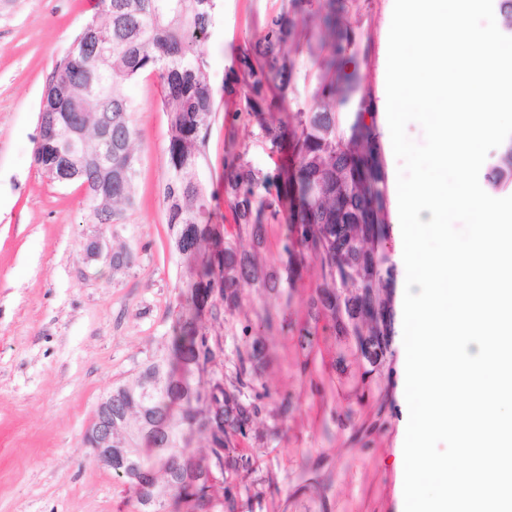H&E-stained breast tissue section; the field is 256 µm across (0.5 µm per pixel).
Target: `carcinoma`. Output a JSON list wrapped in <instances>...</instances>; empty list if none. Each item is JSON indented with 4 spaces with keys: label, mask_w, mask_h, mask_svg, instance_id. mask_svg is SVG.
<instances>
[{
    "label": "carcinoma",
    "mask_w": 512,
    "mask_h": 512,
    "mask_svg": "<svg viewBox=\"0 0 512 512\" xmlns=\"http://www.w3.org/2000/svg\"><path fill=\"white\" fill-rule=\"evenodd\" d=\"M219 0H100L106 22L93 16L88 23L98 28V39L79 41L69 59L62 58L47 77L43 95L55 113V126L39 138L36 161L54 178L53 171L66 152L65 136L58 132L86 130L95 133L107 120L112 151V171L133 162L126 177L112 180V222L134 202L138 156L136 129L131 120L134 102L128 85L149 71L163 80L162 104L169 114L168 176L163 186L167 224L176 249L192 254L197 239L212 234L211 213L201 181L206 165L210 125L215 97L208 79V62L201 49L213 28ZM502 33L512 36V0H493ZM315 27L311 32L318 47L328 48L310 112L297 113L293 131L282 126L260 125L261 135L278 158L274 175L263 174L246 153L231 150L224 155V195L235 223L251 224L255 240L260 225L278 220L283 207L290 218L289 241L320 261L334 288L319 296L320 304L338 312L336 331L359 336L350 322L351 312L373 301L372 288L390 289L395 278L388 241L391 227L386 221V173L383 149L377 134L372 100L360 98L350 137H344L336 117V101H348L354 92L352 75L343 71V53L352 44V33L339 25L336 12L310 11L301 20L284 9L268 16L261 31L235 58L234 78L223 92L240 100V111L254 116L273 109H288V87L294 78L291 53L300 49L298 23ZM341 178H336V171ZM485 185L498 193L512 185V138L499 149L495 164L484 176ZM276 187L271 196L270 187ZM367 244L359 255L344 251L350 233ZM250 276L248 258L232 251L202 263L199 281L187 306H198L218 289L234 297L235 271ZM385 340L374 344L378 365L361 375V384L378 373L392 355L394 317L380 330ZM216 352L195 320L179 315L167 352L147 361L134 376L112 386L113 407L123 411L127 425L140 437L134 440V461L142 477L161 479L173 498L193 499L196 512H210L206 483L192 492L174 478V469L185 444L184 432L215 424L211 434V467L220 472L237 468L238 459L226 455L231 436L245 434L258 414L255 393L249 401L243 389L253 375L252 356H240L236 381L226 385L213 381L210 397L197 391L196 374L207 370ZM159 377L152 395L136 399L129 387L144 378Z\"/></svg>",
    "instance_id": "obj_1"
}]
</instances>
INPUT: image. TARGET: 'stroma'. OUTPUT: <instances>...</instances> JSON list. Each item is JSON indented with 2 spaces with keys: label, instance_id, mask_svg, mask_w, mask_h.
<instances>
[{
  "label": "stroma",
  "instance_id": "obj_1",
  "mask_svg": "<svg viewBox=\"0 0 512 512\" xmlns=\"http://www.w3.org/2000/svg\"><path fill=\"white\" fill-rule=\"evenodd\" d=\"M287 0H220L203 50L221 90L237 53ZM353 31L346 72L358 95L382 106L392 0H343ZM98 0H0V512H139L133 490L83 443L100 398L162 353L196 278L173 248L163 203L169 116L158 73L128 90L139 158L136 202L119 223L95 224L79 185L51 181L35 160L46 79ZM287 111L232 119L235 98L217 100L203 173L224 246L276 277L269 289L241 283L234 302L212 296L198 322L219 356L213 378L231 382L240 354L259 346L254 385L260 413L234 442L244 469L218 476L210 491L222 512L232 491L238 512H401L398 435L408 415L399 360L362 390L365 366L354 340L336 335L312 298L331 288L318 260L288 254L287 224H237L224 198V154L235 148L263 172L275 156L261 122L296 125L309 111L319 70L296 58ZM128 254L118 268L86 261L89 239Z\"/></svg>",
  "mask_w": 512,
  "mask_h": 512
}]
</instances>
